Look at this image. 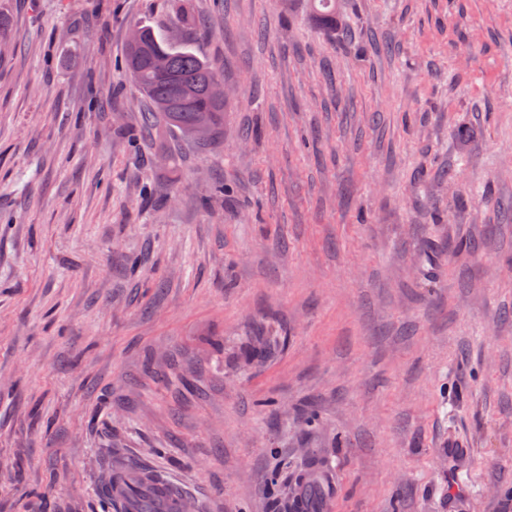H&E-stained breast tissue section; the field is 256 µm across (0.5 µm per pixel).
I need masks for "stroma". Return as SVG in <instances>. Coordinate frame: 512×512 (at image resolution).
Returning <instances> with one entry per match:
<instances>
[{
  "instance_id": "obj_1",
  "label": "stroma",
  "mask_w": 512,
  "mask_h": 512,
  "mask_svg": "<svg viewBox=\"0 0 512 512\" xmlns=\"http://www.w3.org/2000/svg\"><path fill=\"white\" fill-rule=\"evenodd\" d=\"M305 3L192 0L195 147L118 67L178 0H0V512H100L114 450L270 512L312 448L328 512H512V0ZM311 20L324 30L336 31L340 10L339 0H310Z\"/></svg>"
}]
</instances>
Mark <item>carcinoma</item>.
Masks as SVG:
<instances>
[{
	"mask_svg": "<svg viewBox=\"0 0 512 512\" xmlns=\"http://www.w3.org/2000/svg\"><path fill=\"white\" fill-rule=\"evenodd\" d=\"M311 20L324 29L338 27L340 0H310ZM142 42L126 44L124 70L133 79L148 102L142 121L163 127L179 140L207 144L224 129V102L212 98L205 90L207 82L222 79L220 71L187 46H177L157 34L149 25L140 26ZM166 57L167 76L160 77L151 65V56ZM164 480L155 471H147L128 460L111 465L110 474L98 490L102 512H112V490L124 489L135 495L136 512H155L145 499L151 482ZM330 483L328 464L313 453L299 469L292 472L285 488L272 485L271 512H295L293 487L308 485L316 493L327 492Z\"/></svg>",
	"mask_w": 512,
	"mask_h": 512,
	"instance_id": "1",
	"label": "carcinoma"
}]
</instances>
